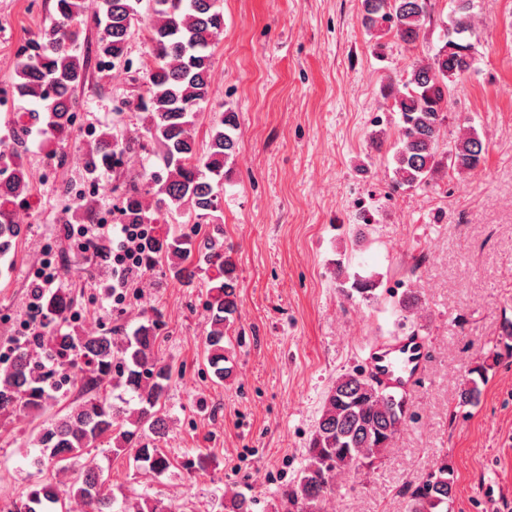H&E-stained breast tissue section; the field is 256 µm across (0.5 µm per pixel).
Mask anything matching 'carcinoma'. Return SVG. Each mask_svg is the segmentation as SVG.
I'll return each mask as SVG.
<instances>
[{
    "instance_id": "cac0c4a2",
    "label": "carcinoma",
    "mask_w": 512,
    "mask_h": 512,
    "mask_svg": "<svg viewBox=\"0 0 512 512\" xmlns=\"http://www.w3.org/2000/svg\"><path fill=\"white\" fill-rule=\"evenodd\" d=\"M141 0H54L56 19L44 27L21 51L12 86L17 102L8 139H0V258L14 252L23 234L14 223L15 209L26 207L33 195L23 156L33 130L49 120L57 135L71 132L78 104L75 91L87 79V60L74 22L88 17L97 29L96 64L114 68L127 61V45L137 30ZM149 61L134 69L125 66L131 80H143L145 93L136 109L147 114L146 134L136 140L111 136L100 151L86 156L85 168L95 175L121 165L128 152L149 153L161 148V164L145 175L130 176L114 190L112 207L117 224H159L166 212L185 217L190 232L154 234L144 260L153 268L164 258L169 275L191 286L202 266L215 270L208 285L209 330L205 336L207 363L213 375L231 376L224 343L238 311L239 279L236 264L224 246V230L212 224L218 210L225 167L238 147V115L227 111L213 120L206 150L193 135L194 116L211 91L214 48L224 31L221 0H148ZM444 44L434 53L416 59L406 79L387 85L383 93L398 115L397 143L393 153L396 182L421 187L435 178L442 166L457 172L477 170L485 146L472 126H464L448 145L447 163L439 159L440 132L446 120L452 85L472 64L462 49L475 26L473 0H453ZM363 23L368 30L391 31L407 44L419 38L421 21L431 0H361ZM47 101L50 115L34 105ZM74 308L70 294L47 297L48 321L30 343L15 349L0 363V417L8 419L26 411L39 419L54 394L74 393L67 413L38 426L32 446L39 453L31 465L42 472L49 467L68 471L76 460L101 439L119 450L134 449L136 469L161 475L170 460L160 442L168 432L163 403L172 368L153 355L163 323L152 310L132 334L107 328L77 338L64 330ZM486 368L478 365L458 391V404L474 406L481 395ZM122 387L136 404L122 406L107 387ZM408 402L364 380L362 374L344 373L329 389L320 418L298 477L285 491L283 512H324V503L336 477L359 468L375 469L407 422ZM95 465L84 466L67 489L39 480L8 512H62L75 501L82 512H112L115 495L98 484ZM454 496V479L448 462L441 460L409 494L408 512H448ZM256 500L243 494L224 499V512H253ZM123 512H172L160 499L143 497Z\"/></svg>"
}]
</instances>
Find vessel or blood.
I'll list each match as a JSON object with an SVG mask.
<instances>
[{"instance_id": "vessel-or-blood-1", "label": "vessel or blood", "mask_w": 512, "mask_h": 512, "mask_svg": "<svg viewBox=\"0 0 512 512\" xmlns=\"http://www.w3.org/2000/svg\"><path fill=\"white\" fill-rule=\"evenodd\" d=\"M429 353L427 337L411 333L396 343L371 350L367 367L383 386L407 395L418 387Z\"/></svg>"}]
</instances>
